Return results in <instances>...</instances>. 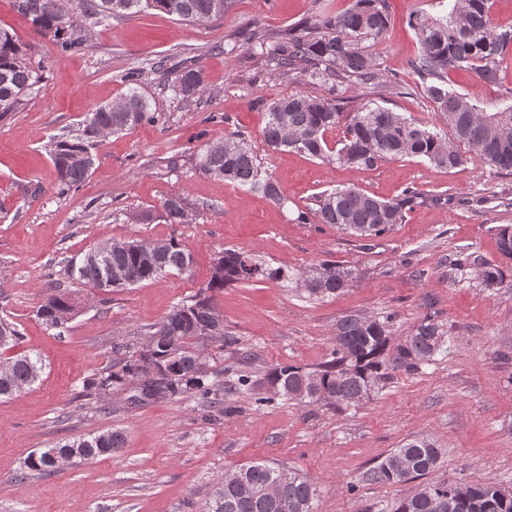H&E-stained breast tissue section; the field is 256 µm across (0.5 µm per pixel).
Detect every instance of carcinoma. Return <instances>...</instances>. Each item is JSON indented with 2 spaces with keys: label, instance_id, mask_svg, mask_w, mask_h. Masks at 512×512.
<instances>
[{
  "label": "carcinoma",
  "instance_id": "1",
  "mask_svg": "<svg viewBox=\"0 0 512 512\" xmlns=\"http://www.w3.org/2000/svg\"><path fill=\"white\" fill-rule=\"evenodd\" d=\"M30 13L22 14L35 32L55 42L62 52L84 47L82 30L66 13L62 0H26ZM388 0H352L335 16L314 15L300 27L272 35L256 28L246 36L253 56L291 79L327 86L365 84L385 88L387 83L377 67L372 47L389 26ZM86 19L104 23L152 9L173 15L181 21L202 23L224 16L231 0H79ZM491 0H448L445 14L421 13L411 24L418 37L420 52L411 63L413 85L441 113L453 138L418 124L381 105L365 104L345 124L338 148H329L326 133L340 124L343 112L336 100L295 94L272 102L262 129L264 142L274 150H288L322 161L356 167H372L380 161L404 156L423 157L436 167H455L465 161L458 149L468 151L501 171H512V105L497 112H484L464 94L455 91L449 79L454 70L473 73L484 83L498 80L497 63L512 50V27L502 28L490 18ZM27 49L10 31L0 28V111L10 112L36 83L27 62ZM175 75L174 91L184 98L193 96L203 84L201 70L190 57L177 62L169 55L157 56L130 69L124 80L138 84L146 75ZM161 119L135 89H130L119 105L110 110L100 106L86 119L82 133L55 138L50 158L57 174L59 193L73 191L91 170L74 157L87 153L100 131H129L143 122ZM200 173L221 178L260 193L277 203L286 197L281 186L262 168L248 140L242 135L224 138L222 143L201 145L196 156ZM423 200L422 193L407 188L402 197L384 201L354 188H336L317 196L316 207L298 214V221L331 224L359 238L383 235L403 222L405 212ZM162 218L169 224L188 221L186 204L170 197L162 204ZM502 257L512 260V227H498ZM192 259L174 239L152 243L112 241L95 259L75 258L64 269L67 278L93 288L110 291L105 285L109 273L124 269L134 284L156 282L170 271L187 270ZM450 265L461 272L475 270L487 289L499 288L504 275L499 265L480 262L468 249L456 251ZM252 279L296 280L312 299L334 295L352 282L351 272L330 262H322L294 273L270 268L252 255L235 249L220 252L205 289L181 301L165 319L149 328V346L137 351L124 345L113 346L123 354L119 370L91 377L85 391L110 389L114 385L139 383V400L175 399L187 392L200 396L215 416L236 412L231 398L240 393L252 395L256 408L279 400L308 405L322 404L338 412L359 405L383 388L398 372L421 370L445 343L442 325L424 320L414 327L405 342L391 346L392 316L346 315L336 321L334 348L330 360L315 369L278 364L260 385L246 374L225 369L223 379L206 382L208 362L204 353L185 347L186 340H212L211 331L224 324V317L205 296L208 291ZM72 295L67 288L51 289L37 309V316L48 329L61 327L73 314ZM21 333L16 324L0 318V350L18 346ZM9 376L0 375V399L9 398L35 383L42 362L25 352L7 357ZM120 432L103 431L88 438L59 443L64 451L77 449L80 459L110 454L123 447ZM48 451L29 456V470L47 477L58 472L47 458ZM443 451L428 438L413 439L392 450L368 473L375 482L399 483L421 478L440 463ZM244 480L226 476L214 485L202 512H315L317 489L314 482L295 469L268 463H246L237 468ZM501 484L463 481L427 482L411 497L401 501L395 512H440V504L453 500V512H512V494L504 495Z\"/></svg>",
  "mask_w": 512,
  "mask_h": 512
}]
</instances>
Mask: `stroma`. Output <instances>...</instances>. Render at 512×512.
Wrapping results in <instances>:
<instances>
[{
	"mask_svg": "<svg viewBox=\"0 0 512 512\" xmlns=\"http://www.w3.org/2000/svg\"><path fill=\"white\" fill-rule=\"evenodd\" d=\"M351 2L233 0L224 17L197 25L148 10L86 24L83 49L64 53L33 31L12 0H0V28L27 46L38 75L22 105L0 114V317L16 323L20 350L43 364L34 384L0 400V512H201L213 485L252 461L313 479L317 512H392L419 490L420 480L375 483L365 474L391 450L423 436L445 450L431 480L512 486V263L503 262L495 231L512 225V171L474 154L450 169L412 156L356 168L269 150L261 135L266 103L299 92L335 96L347 113L373 102L430 127H442L443 118L412 92L381 96L359 84L332 92L282 77L246 47L223 50L243 29L279 34ZM438 2L389 0L390 26L374 47L387 81H410L419 42L409 18L438 13ZM181 52L194 56L203 72L200 91L184 98L170 81L146 76L133 89L163 122L97 139L92 174L75 191L59 194L51 138L79 134L90 112L126 95L132 88L123 76L138 62ZM498 70L491 85L465 71L450 78L459 93L493 112L512 104V51ZM211 114L220 122H208ZM236 133L249 136L285 203L196 171L201 142ZM412 186L427 202L379 237L358 240L328 224L296 220L316 195L335 188L389 200ZM172 196L186 203L188 223L162 220V204ZM171 237L190 253L188 271L109 294L69 280L76 310L66 330L46 329L37 317L70 258L105 240ZM227 248L275 268L333 261L353 280L323 300L309 299L292 280L213 291L224 327L239 343L204 346L211 371L230 366L258 380L278 364L318 367L332 348L337 320L348 314H394L396 344L429 318L444 326L448 341L419 372L396 373L342 413L281 401L259 409L239 394L236 413L215 422L193 393L137 407L115 388L84 395V380L109 373L118 361L113 345L144 343L149 327L206 285ZM462 248L502 263L498 291L452 269L448 259ZM421 269L427 272L422 279ZM111 429L124 434L123 448L49 477L30 475L32 453Z\"/></svg>",
	"mask_w": 512,
	"mask_h": 512,
	"instance_id": "1",
	"label": "stroma"
}]
</instances>
